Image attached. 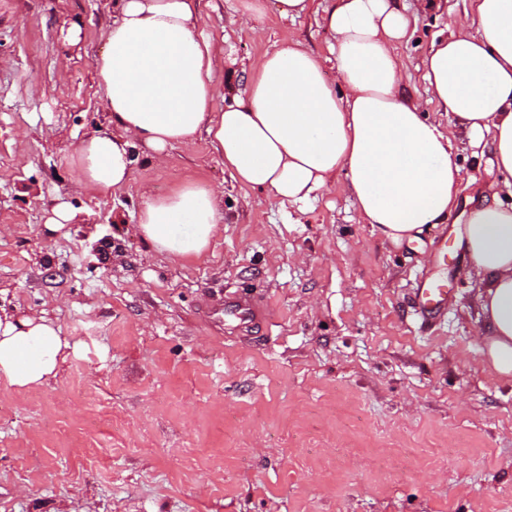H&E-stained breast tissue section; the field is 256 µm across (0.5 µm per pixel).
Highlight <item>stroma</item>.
<instances>
[{
	"label": "stroma",
	"instance_id": "1",
	"mask_svg": "<svg viewBox=\"0 0 512 512\" xmlns=\"http://www.w3.org/2000/svg\"><path fill=\"white\" fill-rule=\"evenodd\" d=\"M332 0L299 18L268 5L251 31L238 0H199L200 28L244 81L287 39L324 56ZM116 0H0V307L43 315L83 345L43 386L0 379V512H512V381L484 367L477 286L439 237L461 210L397 248L358 223L342 185L307 210L240 186L205 139L164 165L134 152L119 192L77 187L73 156L112 130L93 60ZM79 24L80 39L64 35ZM447 16L398 46L407 91ZM461 199L493 193L491 138L473 147L441 115ZM195 178L223 193L224 220L193 261L139 236V187ZM76 219L57 231L48 213ZM448 283V312L421 324L410 291ZM263 300L259 333L224 321V294Z\"/></svg>",
	"mask_w": 512,
	"mask_h": 512
}]
</instances>
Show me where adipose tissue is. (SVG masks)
<instances>
[{
    "label": "adipose tissue",
    "instance_id": "1",
    "mask_svg": "<svg viewBox=\"0 0 512 512\" xmlns=\"http://www.w3.org/2000/svg\"><path fill=\"white\" fill-rule=\"evenodd\" d=\"M119 2L94 60L113 131L80 141L79 187L121 190L134 149L162 163L203 132L236 181L300 209L345 175L359 223L392 246L447 220L462 171L452 139L405 92L396 46L414 19L393 0H335L323 18L328 57L282 43L221 112L220 58L198 30L196 0ZM423 78L472 145L492 133L497 170L512 182V0H471L450 18ZM141 198V237L172 259L200 257L224 219L223 195L193 179L162 197L142 186ZM456 236L463 274L480 285L478 349L498 379L512 380V203L481 200ZM78 352L47 317L0 314V377L11 386L41 385Z\"/></svg>",
    "mask_w": 512,
    "mask_h": 512
}]
</instances>
